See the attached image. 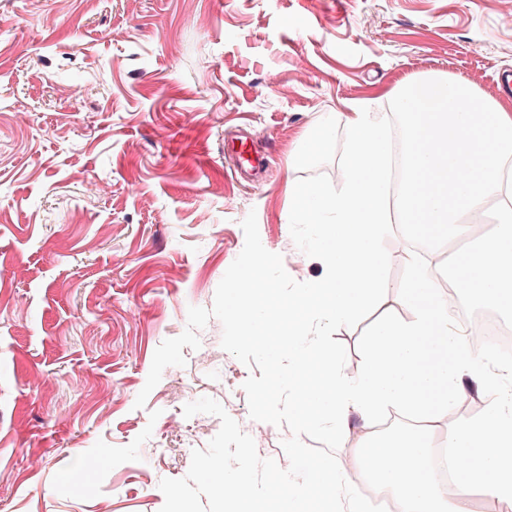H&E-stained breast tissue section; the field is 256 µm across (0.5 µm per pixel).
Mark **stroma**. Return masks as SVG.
Instances as JSON below:
<instances>
[{
    "label": "stroma",
    "mask_w": 512,
    "mask_h": 512,
    "mask_svg": "<svg viewBox=\"0 0 512 512\" xmlns=\"http://www.w3.org/2000/svg\"><path fill=\"white\" fill-rule=\"evenodd\" d=\"M432 75L511 110L512 0H0V512H160L220 429L168 416L220 378L249 420L258 369L213 318L139 408L155 350L212 307L248 213L320 279L287 224L306 135ZM243 122L271 162L249 187L227 169Z\"/></svg>",
    "instance_id": "35a3bbf8"
}]
</instances>
